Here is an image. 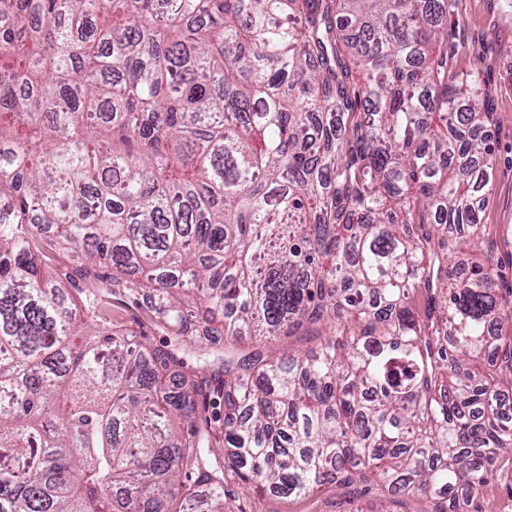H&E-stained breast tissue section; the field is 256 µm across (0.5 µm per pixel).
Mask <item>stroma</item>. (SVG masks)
<instances>
[{
  "instance_id": "stroma-1",
  "label": "stroma",
  "mask_w": 512,
  "mask_h": 512,
  "mask_svg": "<svg viewBox=\"0 0 512 512\" xmlns=\"http://www.w3.org/2000/svg\"><path fill=\"white\" fill-rule=\"evenodd\" d=\"M448 27L455 45L467 48L466 54L454 56V63L478 66L487 107L495 114L490 129L494 176L481 217L485 241L508 265L512 263V0H453ZM112 322L142 335L153 346L170 340L145 309L130 301H113ZM224 497L243 512H349L350 508L332 488L302 498H277L257 492L233 474L224 483Z\"/></svg>"
}]
</instances>
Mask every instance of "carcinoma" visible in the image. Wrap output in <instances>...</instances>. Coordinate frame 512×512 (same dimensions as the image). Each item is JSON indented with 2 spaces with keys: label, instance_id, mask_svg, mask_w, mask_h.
I'll return each mask as SVG.
<instances>
[{
  "label": "carcinoma",
  "instance_id": "obj_1",
  "mask_svg": "<svg viewBox=\"0 0 512 512\" xmlns=\"http://www.w3.org/2000/svg\"><path fill=\"white\" fill-rule=\"evenodd\" d=\"M450 8L0 0V512H234L229 469L480 512L512 294L490 247L448 270L494 152ZM126 304L119 301H112V322L118 329H130L142 335L144 342L161 346L171 341L172 337L166 332L157 328L146 314L145 308H139L127 298H123Z\"/></svg>",
  "mask_w": 512,
  "mask_h": 512
}]
</instances>
